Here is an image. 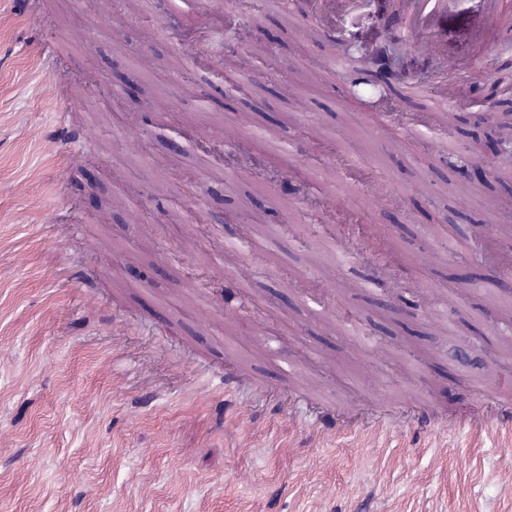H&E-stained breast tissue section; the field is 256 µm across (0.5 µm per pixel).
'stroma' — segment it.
Masks as SVG:
<instances>
[{
    "instance_id": "35a3bbf8",
    "label": "stroma",
    "mask_w": 512,
    "mask_h": 512,
    "mask_svg": "<svg viewBox=\"0 0 512 512\" xmlns=\"http://www.w3.org/2000/svg\"><path fill=\"white\" fill-rule=\"evenodd\" d=\"M222 2L0 0V512H512V321L472 281L512 267V166L460 193L496 131L432 103L442 57L512 81V27L450 0L404 125L344 53L399 0Z\"/></svg>"
}]
</instances>
